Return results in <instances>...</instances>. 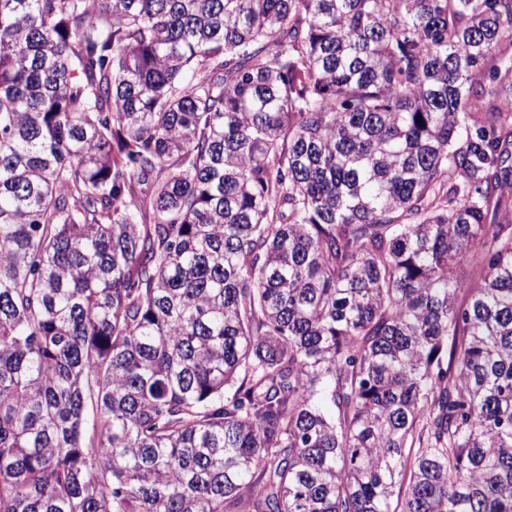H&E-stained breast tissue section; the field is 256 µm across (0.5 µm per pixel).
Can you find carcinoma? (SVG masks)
Here are the masks:
<instances>
[{
	"label": "carcinoma",
	"mask_w": 512,
	"mask_h": 512,
	"mask_svg": "<svg viewBox=\"0 0 512 512\" xmlns=\"http://www.w3.org/2000/svg\"><path fill=\"white\" fill-rule=\"evenodd\" d=\"M505 44L512 0H0V512H512Z\"/></svg>",
	"instance_id": "obj_1"
}]
</instances>
